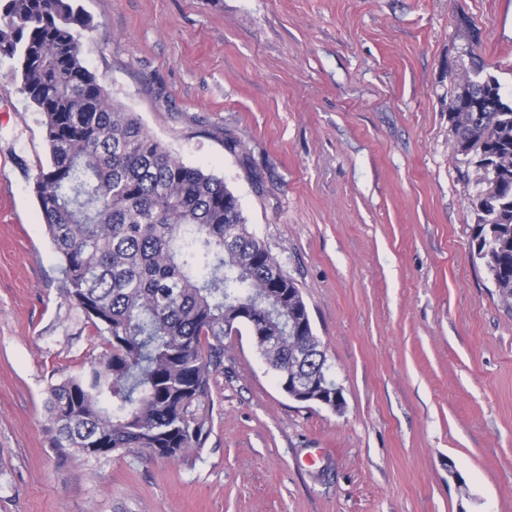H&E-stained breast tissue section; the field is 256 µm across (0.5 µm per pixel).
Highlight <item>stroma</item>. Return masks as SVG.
I'll use <instances>...</instances> for the list:
<instances>
[{
    "label": "stroma",
    "mask_w": 512,
    "mask_h": 512,
    "mask_svg": "<svg viewBox=\"0 0 512 512\" xmlns=\"http://www.w3.org/2000/svg\"><path fill=\"white\" fill-rule=\"evenodd\" d=\"M79 3L86 67L296 279L344 406L290 399L231 336L203 447L56 454L47 391L106 345L60 295L41 116L1 61L0 512H512V309L471 258L484 174L448 121L469 53L512 90V0Z\"/></svg>",
    "instance_id": "35a3bbf8"
}]
</instances>
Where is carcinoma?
I'll use <instances>...</instances> for the list:
<instances>
[{
  "mask_svg": "<svg viewBox=\"0 0 512 512\" xmlns=\"http://www.w3.org/2000/svg\"><path fill=\"white\" fill-rule=\"evenodd\" d=\"M93 27L78 0H0V61L41 115L48 146L34 192L62 261L61 295L103 335L105 353L46 401L59 456L146 451L174 462L200 448L224 337L246 329L288 386L292 349L314 336L296 280L249 230L224 179L186 164L137 113L113 101L83 60ZM478 108L449 112L455 142L482 139L498 191L471 199V254L512 307V101L495 75ZM302 361V388L331 402L336 383Z\"/></svg>",
  "mask_w": 512,
  "mask_h": 512,
  "instance_id": "1",
  "label": "carcinoma"
}]
</instances>
